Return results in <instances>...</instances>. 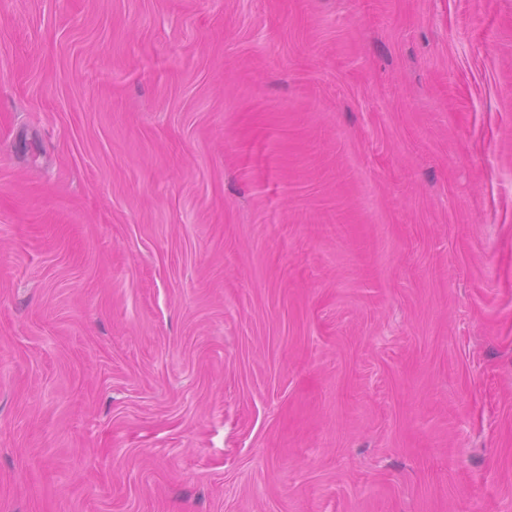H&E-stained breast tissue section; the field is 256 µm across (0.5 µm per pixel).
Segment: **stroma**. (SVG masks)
<instances>
[{"label":"stroma","instance_id":"obj_1","mask_svg":"<svg viewBox=\"0 0 512 512\" xmlns=\"http://www.w3.org/2000/svg\"><path fill=\"white\" fill-rule=\"evenodd\" d=\"M0 512H512V0H0Z\"/></svg>","mask_w":512,"mask_h":512}]
</instances>
